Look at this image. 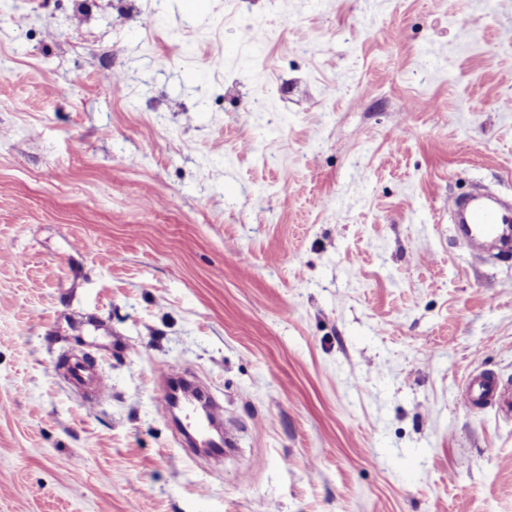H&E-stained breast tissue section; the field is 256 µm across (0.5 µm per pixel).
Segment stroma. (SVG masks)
<instances>
[{
  "label": "stroma",
  "instance_id": "1",
  "mask_svg": "<svg viewBox=\"0 0 512 512\" xmlns=\"http://www.w3.org/2000/svg\"><path fill=\"white\" fill-rule=\"evenodd\" d=\"M197 2L0 0V512H512V0ZM457 234L478 250L512 255L511 208L497 198L475 194L455 211ZM463 405L468 408L497 406L512 412V393L485 373L470 375L465 381ZM185 405L191 410V414L185 416L188 423L184 429L185 440L190 446L228 447L227 440L224 441L222 433H218L219 441L211 437L212 432L216 431V421L221 420L222 410L217 405L211 402L208 411L201 410L194 402H187Z\"/></svg>",
  "mask_w": 512,
  "mask_h": 512
}]
</instances>
